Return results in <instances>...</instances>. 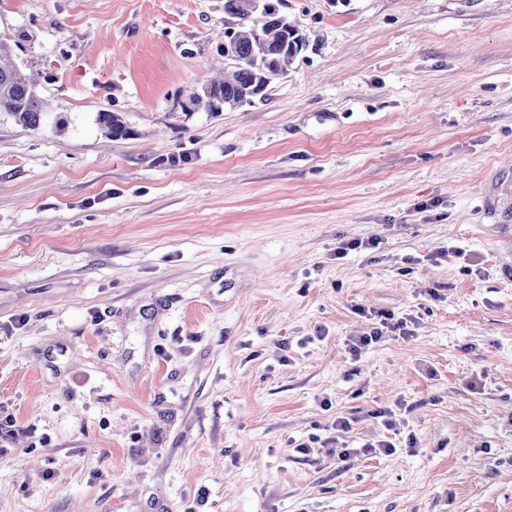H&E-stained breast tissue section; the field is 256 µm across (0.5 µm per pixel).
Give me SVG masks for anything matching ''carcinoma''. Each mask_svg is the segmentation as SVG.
Segmentation results:
<instances>
[{"instance_id":"obj_1","label":"carcinoma","mask_w":512,"mask_h":512,"mask_svg":"<svg viewBox=\"0 0 512 512\" xmlns=\"http://www.w3.org/2000/svg\"><path fill=\"white\" fill-rule=\"evenodd\" d=\"M224 33L231 36V72L206 85L208 110L237 108L264 95L271 80L288 71L305 39L287 15L266 0H224ZM11 46L0 40V114L16 123L36 128L46 121L44 99L37 81L21 75L11 62ZM100 129L109 139L128 138L134 131L116 112H100Z\"/></svg>"}]
</instances>
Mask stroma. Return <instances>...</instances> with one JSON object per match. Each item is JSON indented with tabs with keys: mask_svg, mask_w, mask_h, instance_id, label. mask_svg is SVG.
<instances>
[{
	"mask_svg": "<svg viewBox=\"0 0 512 512\" xmlns=\"http://www.w3.org/2000/svg\"><path fill=\"white\" fill-rule=\"evenodd\" d=\"M278 9L287 74L209 112L224 0H0L50 104L0 116V512H512V0ZM100 129L109 139L128 138L134 131L116 112H99L97 118Z\"/></svg>",
	"mask_w": 512,
	"mask_h": 512,
	"instance_id": "stroma-1",
	"label": "stroma"
}]
</instances>
